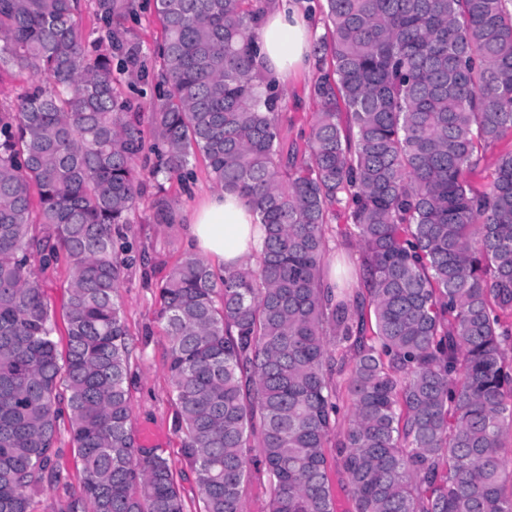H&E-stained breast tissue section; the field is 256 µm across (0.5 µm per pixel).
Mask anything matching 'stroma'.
Here are the masks:
<instances>
[{"label":"stroma","instance_id":"35a3bbf8","mask_svg":"<svg viewBox=\"0 0 512 512\" xmlns=\"http://www.w3.org/2000/svg\"><path fill=\"white\" fill-rule=\"evenodd\" d=\"M314 80L315 71L310 68L282 85L284 95L280 130L285 144H302L303 136L309 130L317 110L309 95ZM153 162L154 156L149 152L135 161L142 197L134 222L128 229V240L136 251L144 253L145 258L126 270L119 290L125 323L136 346V358L132 362L129 376L133 425L139 446L156 449L171 460L185 512H200L202 503L195 474L181 452L182 436L173 428L176 406L168 371L170 338L157 321L159 303L155 288L158 279L186 253L187 230L182 226L167 228L149 223L148 216L158 186H165L178 207L188 213L209 193L214 192L215 187L202 157L192 158L190 168L194 179L185 188L174 178L158 183L150 173ZM352 230V225L347 224L342 215L329 224L326 232V261L330 274L344 276L350 288L359 291L363 285L357 275ZM41 279L44 292L54 310V340L58 352L62 353L67 347L64 304L70 282L69 267L66 263H59L56 268L42 274ZM58 446L61 479L45 486L36 500V512H69L70 503L82 495L83 467L68 428H61Z\"/></svg>","mask_w":512,"mask_h":512}]
</instances>
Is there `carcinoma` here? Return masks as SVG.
<instances>
[{"label": "carcinoma", "mask_w": 512, "mask_h": 512, "mask_svg": "<svg viewBox=\"0 0 512 512\" xmlns=\"http://www.w3.org/2000/svg\"><path fill=\"white\" fill-rule=\"evenodd\" d=\"M248 2L154 0L149 62L128 38L136 0H0V69L41 78L0 104V512H34L59 482L63 403L85 474L72 512L185 509L169 459L136 443L117 291L146 143L112 59L89 51L84 8L154 84L155 174L184 181L200 155L266 228L256 266L217 275L187 253L158 285L204 512H244L255 435L269 512H334L335 374L356 512H512V152L470 178L512 137V0H323L331 37L313 47L319 110L301 158L259 62L265 0ZM340 212L364 293L324 276ZM180 220L158 186L153 223ZM62 259L63 359L38 277Z\"/></svg>", "instance_id": "carcinoma-1"}]
</instances>
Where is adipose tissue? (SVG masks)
<instances>
[{"label":"adipose tissue","mask_w":512,"mask_h":512,"mask_svg":"<svg viewBox=\"0 0 512 512\" xmlns=\"http://www.w3.org/2000/svg\"><path fill=\"white\" fill-rule=\"evenodd\" d=\"M313 17L297 0H269L258 35L265 72L286 81L305 67L311 52ZM192 249L211 257L218 267H234L260 252L265 231L256 215L237 195L217 192L187 217Z\"/></svg>","instance_id":"1"}]
</instances>
